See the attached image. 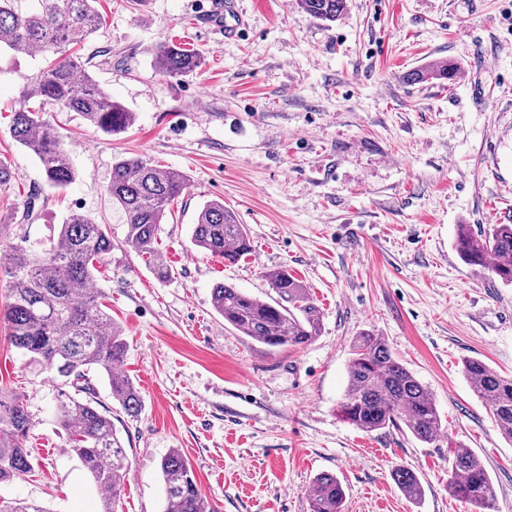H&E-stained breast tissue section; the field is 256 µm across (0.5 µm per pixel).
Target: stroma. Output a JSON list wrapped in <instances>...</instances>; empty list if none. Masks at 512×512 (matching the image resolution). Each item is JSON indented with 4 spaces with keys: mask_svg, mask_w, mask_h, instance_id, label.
<instances>
[{
    "mask_svg": "<svg viewBox=\"0 0 512 512\" xmlns=\"http://www.w3.org/2000/svg\"><path fill=\"white\" fill-rule=\"evenodd\" d=\"M211 0H100V24L70 49L132 112L108 135L77 112L46 110L75 181L50 187L11 135L12 115L51 55L0 51V255L44 247L74 212L107 225L114 249L93 286L128 341L123 375L142 397L131 418L107 381L93 384L127 452L120 512H162L161 458L179 449L216 512H310L308 490L335 473L343 512H473L448 491L450 450L471 448L489 473L494 512H512V443L471 391L463 361L512 374V286L465 264L458 225L512 218V0H347L335 24L295 0H241L239 39L208 28ZM197 50L200 67L160 75L159 45ZM454 60L452 81L411 71ZM139 158L184 174L188 189L157 247V279L124 245L109 195L112 166ZM224 201L251 252L227 263L193 245L205 202ZM300 280L322 314L319 336L272 350L225 324L212 290L269 299L265 272ZM381 336L431 392L444 429L433 443L405 428L344 422L351 344ZM0 391L24 397L34 471L0 483V507L100 512V493L55 421L48 371L30 366L0 327ZM411 469L412 500L392 479Z\"/></svg>",
    "mask_w": 512,
    "mask_h": 512,
    "instance_id": "stroma-1",
    "label": "stroma"
}]
</instances>
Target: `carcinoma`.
Listing matches in <instances>:
<instances>
[{"mask_svg": "<svg viewBox=\"0 0 512 512\" xmlns=\"http://www.w3.org/2000/svg\"><path fill=\"white\" fill-rule=\"evenodd\" d=\"M20 0H0V48L19 52L35 47L59 54L77 34L87 36L98 26V0H31L35 8H18ZM315 19L334 22L346 0H297ZM201 55L175 44L155 53V67L165 77L195 72ZM458 69L453 61L440 62L409 74L413 81H451ZM78 112L105 133H118L132 123V113L109 99L74 54L61 57L34 76L13 114L12 137L33 151L47 182L64 189L75 180L69 153L54 127L44 120L45 106ZM187 189L186 179L142 159H121L112 167V203L126 216L124 246L149 257L155 275L169 277L170 268L156 248L160 224L171 205ZM193 244L214 256L234 262L251 251L246 226L234 210L212 200L201 208L192 226ZM456 250L468 265L490 266L505 285H512V224H492L481 232L470 225L457 228ZM112 234L80 214L67 218L49 245L39 251L10 255L8 301L0 306V323L10 344L29 363L52 373L57 391L56 419L77 457L101 494L102 512H118L126 477V449L112 419L94 400L91 375L104 376L112 399L135 417L142 398L133 382L114 373L123 360L126 341L122 328L103 310L100 295L90 288L97 265L111 254ZM265 278L276 297H253L233 285L213 288L215 310L224 322L244 336L270 348L300 349L321 330V312L307 288L286 270H272ZM464 374L475 395L488 404L504 438L512 442V375L504 376L484 361L468 358ZM340 418L372 432L405 427L417 440L432 443L443 425L427 387L371 331L355 337L348 364V384L339 405ZM32 418L18 394L0 393V483L22 479L32 471L26 447ZM164 482L163 512H214L198 488L187 458L177 449L160 461ZM392 478L409 498L423 494L420 479L406 468ZM448 490L469 502L476 512L490 508L494 497L491 478L476 454L454 447L448 468ZM345 490L331 472H321L311 484V512H343Z\"/></svg>", "mask_w": 512, "mask_h": 512, "instance_id": "obj_1", "label": "carcinoma"}]
</instances>
